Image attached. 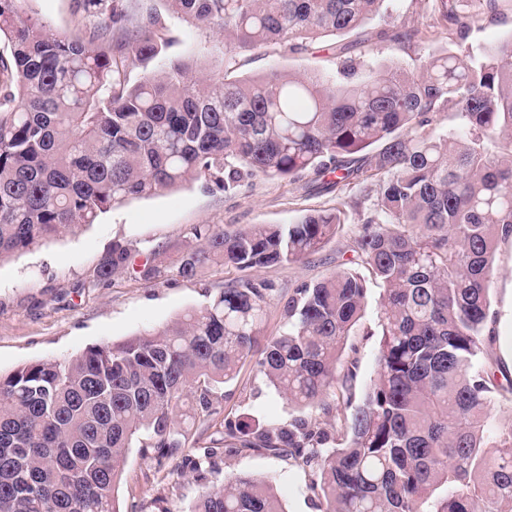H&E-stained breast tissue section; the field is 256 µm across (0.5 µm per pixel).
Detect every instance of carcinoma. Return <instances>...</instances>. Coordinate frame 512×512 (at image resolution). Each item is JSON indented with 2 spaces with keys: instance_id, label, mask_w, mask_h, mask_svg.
Listing matches in <instances>:
<instances>
[{
  "instance_id": "cac0c4a2",
  "label": "carcinoma",
  "mask_w": 512,
  "mask_h": 512,
  "mask_svg": "<svg viewBox=\"0 0 512 512\" xmlns=\"http://www.w3.org/2000/svg\"><path fill=\"white\" fill-rule=\"evenodd\" d=\"M0 0V262L125 201L204 175L226 189L250 178L309 177L315 190L375 181L377 203L356 239L360 265L383 287L377 369L353 404L352 368L337 374L363 317L367 288L352 269L293 289L284 329L259 342L272 285L236 279L199 309L123 343L0 374V512H119L129 449L157 469L191 444L197 420L220 414L216 389L240 363L290 404L288 425L223 421L224 453L265 452L308 473L322 512H512V408L492 358L497 241L512 236V36L478 59L450 50L419 71L363 68L344 44L336 78L277 71L215 81L183 59L130 83L165 45L162 14L138 0H77L100 18L61 38ZM222 35L227 63L277 45L297 53L380 14L385 0H160ZM464 35L467 21L440 0ZM453 110L458 131H426ZM340 224L334 212L227 232L193 227L171 262L197 278L297 263ZM168 249L134 270L146 283ZM129 267L116 242L97 270ZM346 414L336 425L332 410ZM207 449L189 459L202 480ZM192 512H286L269 480L206 485Z\"/></svg>"
}]
</instances>
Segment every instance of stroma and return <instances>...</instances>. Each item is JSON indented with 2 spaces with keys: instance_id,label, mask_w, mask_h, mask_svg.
<instances>
[{
  "instance_id": "obj_1",
  "label": "stroma",
  "mask_w": 512,
  "mask_h": 512,
  "mask_svg": "<svg viewBox=\"0 0 512 512\" xmlns=\"http://www.w3.org/2000/svg\"><path fill=\"white\" fill-rule=\"evenodd\" d=\"M21 17L68 38L84 36L88 18L78 12L75 0H20ZM163 53L148 65H136L131 79L157 71L175 58H194L205 74L224 75L225 44L213 32L200 30L173 14H166ZM414 26L416 41L398 45L380 40V30ZM512 35V0H498L496 13L480 16L466 39H458L432 0H389L384 13L369 20L347 42L359 43L364 61L374 65L392 59L416 68L426 52L445 49L476 54L482 48ZM237 73L256 76L273 70L296 75L310 70L332 76L337 60L327 41L291 54L268 46L240 56ZM377 202L375 184L349 186L331 193L306 192L302 182L249 179L224 190L205 176L151 196L135 198L101 213L92 224L63 232L37 246L0 262V372L24 364L64 359L91 346L118 343L144 331L161 328L187 311L204 306L225 283L243 277L266 281L274 291L263 333L275 336L284 327L282 306L289 292L302 284L316 283L337 269L352 266L354 241L367 208ZM317 210L337 212L341 223L336 235L318 253L294 264H280L240 271L222 265L208 266L198 278L187 281L164 270L148 284L134 274L141 251L150 246H173L188 239L198 224H217L235 231L258 224H290ZM132 247L131 268L106 281L96 271L114 242ZM383 293L375 281L367 283L368 305L361 325L348 339L343 364L354 367L351 382L356 397H363L374 378L380 328L377 302ZM492 307L497 315L493 356L512 377V238L496 245ZM222 418L264 427L279 426L297 415L272 386L266 384L253 362L240 365L234 380L221 386ZM218 422L198 426L197 447L170 460L164 471L130 449L115 493L120 512H189L202 485L187 463L212 446ZM215 483L225 477L248 474L273 479L287 512H319L307 489L308 476L301 469L264 453L219 455Z\"/></svg>"
}]
</instances>
